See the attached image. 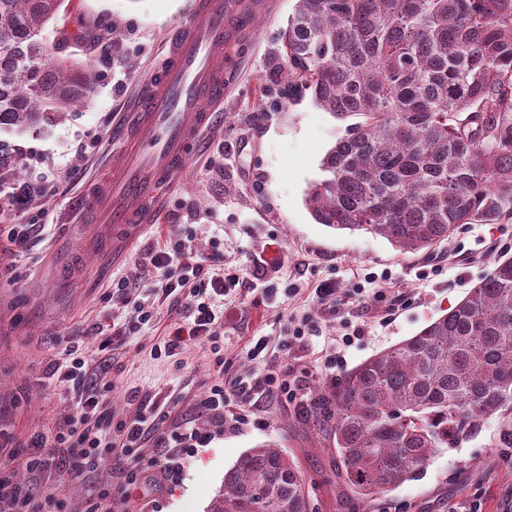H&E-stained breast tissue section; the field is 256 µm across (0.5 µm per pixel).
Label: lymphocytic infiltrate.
I'll use <instances>...</instances> for the list:
<instances>
[{"mask_svg": "<svg viewBox=\"0 0 512 512\" xmlns=\"http://www.w3.org/2000/svg\"><path fill=\"white\" fill-rule=\"evenodd\" d=\"M143 264L156 274L149 297L141 299L127 282L116 283V294L131 314L112 328H99L100 351L110 350L113 336L133 335L167 310L176 313L178 320L156 346V353L173 356L194 347L212 357L216 367H223L224 301L235 298L241 286L239 277L225 272L216 255L202 254L194 235L180 231L163 246L145 252ZM96 361V355L72 345L50 366L51 384L64 389L75 406L62 420L31 433L26 448L33 473L55 475L52 490L38 496L15 481L10 468L13 437L8 429L0 428V512H68L65 488L70 479L94 476L115 456L130 463L139 461L148 448L159 477L176 482L185 461L207 441V433L190 423L171 425L168 411L145 396L138 401V414L113 422L105 388L92 381ZM302 387L300 377L287 365L255 377H219L197 398L195 408L209 416L215 432L220 433L238 426V402L293 398Z\"/></svg>", "mask_w": 512, "mask_h": 512, "instance_id": "obj_1", "label": "lymphocytic infiltrate"}]
</instances>
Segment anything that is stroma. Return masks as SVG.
Returning a JSON list of instances; mask_svg holds the SVG:
<instances>
[{
    "label": "stroma",
    "instance_id": "obj_1",
    "mask_svg": "<svg viewBox=\"0 0 512 512\" xmlns=\"http://www.w3.org/2000/svg\"><path fill=\"white\" fill-rule=\"evenodd\" d=\"M268 2V11L251 22V48L236 63L223 122L206 134L157 221L131 238L105 224L82 223L83 189L106 176L108 160L120 148L115 126L162 62L169 29L188 24L186 0H63L58 19L46 24L51 45L78 26L90 33L113 24L117 35L105 51L87 42L69 45L76 59L101 56L90 105L34 132L0 134V178L43 191L41 227L28 255L17 257L0 241V264L12 270L0 277V425L16 441L70 413V396L46 379L50 365L68 341L97 349L95 323L125 319L128 309L113 298V283L124 280L148 291L155 277L141 257L173 230L196 232L206 254L219 242L225 270L240 277L238 297L224 307L225 377L278 368L275 357L263 364L250 359L253 338L284 336L308 316L317 333L292 345L289 363L304 372L309 393L327 390L333 379L419 332L462 300L495 259L512 256V223L464 225L432 253L417 255L401 254L370 233L316 223L305 192L321 178L326 151L357 119L335 118L313 104L311 93L274 80L270 56L295 0ZM274 257L277 268L259 267V259ZM327 285L337 299L324 309L315 291ZM287 287L294 288L293 296L284 295ZM358 287L363 295H355ZM172 321L161 313L136 335L115 338L112 361L97 381L112 386L108 400L115 419L134 416L137 396L148 394L174 421L211 430L194 403L215 373L213 361L192 347L170 358L154 354ZM356 326L364 329L360 340L342 349L333 371H325L321 359L332 352L334 338ZM237 410L245 426L204 443L178 483H149L153 470L145 462L142 480L131 485L127 463L113 458L95 479L68 484L70 512H86L99 483L129 496L131 512H207L225 472L265 442L278 444L298 463L317 512H452L472 501L483 512H500L501 494L512 486V448L490 447L492 419L479 436L441 449L421 479L367 502L342 499L330 440L299 401L275 399L261 411L242 402Z\"/></svg>",
    "mask_w": 512,
    "mask_h": 512
}]
</instances>
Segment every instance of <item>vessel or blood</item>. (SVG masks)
<instances>
[{
  "instance_id": "obj_1",
  "label": "vessel or blood",
  "mask_w": 512,
  "mask_h": 512,
  "mask_svg": "<svg viewBox=\"0 0 512 512\" xmlns=\"http://www.w3.org/2000/svg\"><path fill=\"white\" fill-rule=\"evenodd\" d=\"M264 0H189L188 26L168 38L161 65L149 76L127 140L110 161L111 189L89 187L106 223H150L184 165L197 152V135L221 117L224 91L234 80L224 51L246 38Z\"/></svg>"
}]
</instances>
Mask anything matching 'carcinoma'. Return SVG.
<instances>
[{
  "label": "carcinoma",
  "mask_w": 512,
  "mask_h": 512,
  "mask_svg": "<svg viewBox=\"0 0 512 512\" xmlns=\"http://www.w3.org/2000/svg\"><path fill=\"white\" fill-rule=\"evenodd\" d=\"M61 0H0V132L39 129L92 101L97 59H49ZM288 86L360 115L305 203L319 224L430 253L466 224L512 219V0H296L277 55ZM312 409L336 478L376 499L494 418L512 448V257L417 334L366 359ZM209 512H312L275 444L247 450Z\"/></svg>",
  "instance_id": "obj_1"
}]
</instances>
